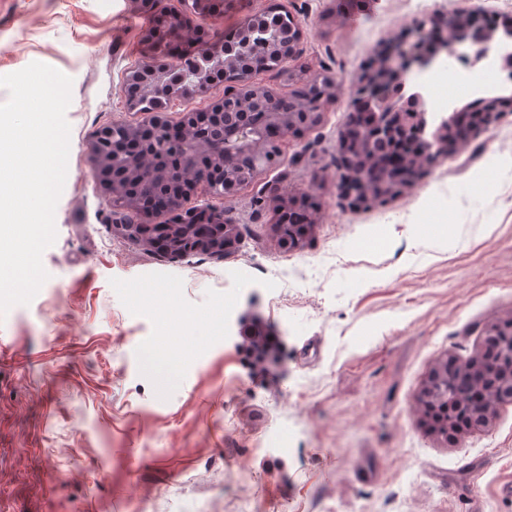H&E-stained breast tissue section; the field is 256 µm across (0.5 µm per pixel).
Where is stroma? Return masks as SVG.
<instances>
[{"mask_svg": "<svg viewBox=\"0 0 512 512\" xmlns=\"http://www.w3.org/2000/svg\"><path fill=\"white\" fill-rule=\"evenodd\" d=\"M274 5L301 28L299 54L251 84L282 95L320 74L339 100L234 197L183 200L243 225L215 257L117 235L127 211L90 173L101 128L150 118L128 109L125 80L156 8L0 0V76L40 62L71 78L73 155L48 278L0 319V512H512V404L444 440L413 410L439 359L467 361L487 325L512 320V113L383 205L344 199L337 167L382 51L434 11L503 18L512 0H224L195 18L200 46ZM458 67L434 65L449 104L490 96L498 70L458 83ZM270 185L316 204L297 248L278 241ZM254 319L282 346L262 369L242 337ZM162 348L180 361L168 385L148 365Z\"/></svg>", "mask_w": 512, "mask_h": 512, "instance_id": "35a3bbf8", "label": "stroma"}]
</instances>
